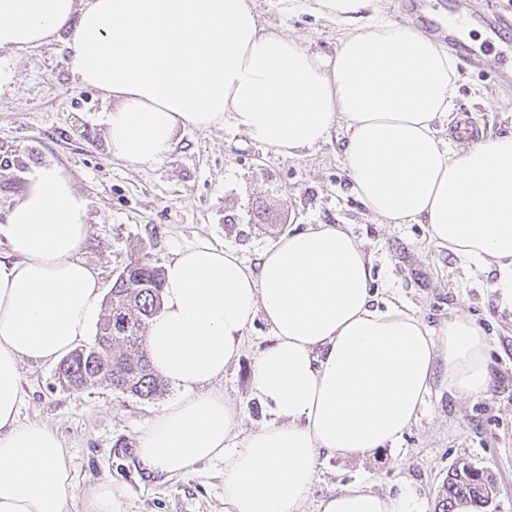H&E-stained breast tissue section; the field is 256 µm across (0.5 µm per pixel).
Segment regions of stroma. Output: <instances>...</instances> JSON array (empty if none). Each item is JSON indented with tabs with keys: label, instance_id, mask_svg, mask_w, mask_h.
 Masks as SVG:
<instances>
[{
	"label": "stroma",
	"instance_id": "stroma-1",
	"mask_svg": "<svg viewBox=\"0 0 512 512\" xmlns=\"http://www.w3.org/2000/svg\"><path fill=\"white\" fill-rule=\"evenodd\" d=\"M251 6L265 29L297 37L316 54H334L348 32L334 18L292 8L286 0H251ZM466 39L484 64L462 69L452 114L439 125L442 139L457 149L463 142L451 129L463 114L472 116L482 137L512 132V86L497 78L512 67V58L488 50L487 28L470 30ZM69 53L65 31L38 47L0 49V66L12 73L0 87V224L24 191L26 173L57 165L87 201L90 232L78 256L107 291L134 256L162 266L177 247L205 242L252 264L283 235L311 224L343 226L370 259L378 304L404 303L430 326L459 310L476 319L487 336L494 385L489 396L459 399L433 384L396 448L362 459L319 458L301 512H317L322 498L352 482L389 494L411 483L425 512H433L449 469L462 461L496 479L487 512H512V314L495 305L493 273L468 268L430 239L426 225L387 224L372 215L352 191L341 125L322 145L293 158L228 125L188 127L178 132L167 160L129 164L112 152L102 122L112 99L80 83L67 66ZM271 339L269 324L255 318L220 383L241 412L243 435L272 418L249 385L253 359ZM22 391L21 422L50 425L68 451L78 484L69 512H86L87 497L103 478L123 488L124 512H224L222 462L196 464L163 482L146 477L137 463L139 436L173 389L149 398L106 384L76 391L58 363L28 361Z\"/></svg>",
	"mask_w": 512,
	"mask_h": 512
}]
</instances>
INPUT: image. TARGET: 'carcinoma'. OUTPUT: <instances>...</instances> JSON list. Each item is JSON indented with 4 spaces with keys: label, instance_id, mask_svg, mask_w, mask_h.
<instances>
[{
    "label": "carcinoma",
    "instance_id": "1",
    "mask_svg": "<svg viewBox=\"0 0 512 512\" xmlns=\"http://www.w3.org/2000/svg\"><path fill=\"white\" fill-rule=\"evenodd\" d=\"M164 271L145 257L126 263L97 327L94 344L67 355L59 371L76 391L108 384L141 398L155 395L163 384L154 375L145 346L146 329L162 309ZM495 494L493 475L462 464L448 471L434 512H458L461 505L484 509Z\"/></svg>",
    "mask_w": 512,
    "mask_h": 512
}]
</instances>
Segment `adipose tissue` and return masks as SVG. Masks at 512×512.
<instances>
[{
	"label": "adipose tissue",
	"mask_w": 512,
	"mask_h": 512,
	"mask_svg": "<svg viewBox=\"0 0 512 512\" xmlns=\"http://www.w3.org/2000/svg\"><path fill=\"white\" fill-rule=\"evenodd\" d=\"M350 27L336 52H309L259 25L248 0H0V49L23 50L71 27V73L115 99L104 115L113 153L166 160L185 127L231 123L284 157L317 147L337 123L345 165L368 210L423 224L475 269L512 313V134L451 151L437 124L458 66L440 43L390 19L363 23L369 0H313ZM0 224V512H68L77 485L67 450L43 423L19 420L23 360L57 359L86 340L102 302L78 256L87 202L55 165L32 167ZM164 304L148 327L153 372L175 395L139 437L137 458L169 479L224 463L226 512H298L319 456L362 459L397 446L435 378L457 398L488 396L487 338L469 314L428 327L405 306L375 305L356 238L319 224L281 237L246 265L206 243L166 263ZM274 340L250 386L270 422L244 437L216 388L256 315ZM319 512H423L411 485L382 495L363 482Z\"/></svg>",
	"instance_id": "obj_1"
}]
</instances>
